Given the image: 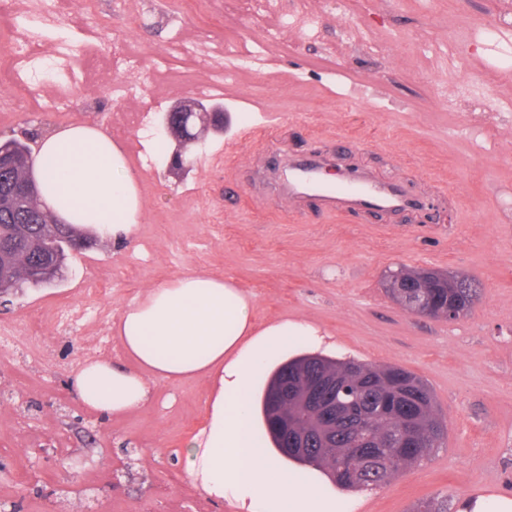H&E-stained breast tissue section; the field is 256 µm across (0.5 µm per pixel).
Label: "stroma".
Instances as JSON below:
<instances>
[{
    "instance_id": "35a3bbf8",
    "label": "stroma",
    "mask_w": 512,
    "mask_h": 512,
    "mask_svg": "<svg viewBox=\"0 0 512 512\" xmlns=\"http://www.w3.org/2000/svg\"><path fill=\"white\" fill-rule=\"evenodd\" d=\"M143 4L133 28L118 0H97L109 23L89 36L86 74L67 101L68 122L102 125L126 147L142 219L125 243L92 237L53 285L26 288L0 311V512L192 507L182 450L204 417V380L156 382L149 404L119 417L88 410L68 389L100 339L124 362L114 324L129 303L191 271L233 280L258 320L314 325L324 356L399 366L428 384L447 441L388 484L360 490L357 512H410L437 495L512 496V133L503 129L512 122V27L492 43L478 33L512 18V0H322L314 40L282 27L302 0H275L252 19L192 0ZM346 9L358 17L350 37ZM180 27L231 50L267 40L266 58L238 71L223 58V87L199 97L209 70L165 57ZM123 42L141 57L133 101L95 78ZM195 98L227 111L229 123L189 145L185 170L150 159L157 129L133 151L134 129L113 130L115 115ZM58 123L48 105L0 112V141ZM283 154L324 156L426 191L440 217L329 214L309 198L284 207ZM401 265L468 274L481 293L454 321L409 314L384 287L386 271ZM69 305L86 309L80 325L57 321ZM33 334L37 355L27 348Z\"/></svg>"
}]
</instances>
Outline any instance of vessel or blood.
<instances>
[{"mask_svg":"<svg viewBox=\"0 0 512 512\" xmlns=\"http://www.w3.org/2000/svg\"><path fill=\"white\" fill-rule=\"evenodd\" d=\"M320 161L315 157H292L288 160V178L279 195L286 204L315 196L321 207L341 214L360 210L414 211L424 204V195L408 193L402 184L365 178L353 181L340 178L336 184H324L318 177Z\"/></svg>","mask_w":512,"mask_h":512,"instance_id":"obj_1","label":"vessel or blood"}]
</instances>
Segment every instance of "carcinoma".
<instances>
[{
    "label": "carcinoma",
    "instance_id": "1",
    "mask_svg": "<svg viewBox=\"0 0 512 512\" xmlns=\"http://www.w3.org/2000/svg\"><path fill=\"white\" fill-rule=\"evenodd\" d=\"M30 149L21 140L0 142V152L23 158ZM59 225L33 203L0 205V289L22 284L40 286L35 270L44 258H54L61 246ZM405 284L416 279L431 282L429 288L386 292L404 310L416 312L417 303L436 310L448 305V289L438 287L445 275L437 271L401 267L388 273ZM459 315H465L480 295L478 288H455ZM330 375L336 377V396L350 404L347 420L330 436L313 426V406L294 397L275 407L277 395L304 382ZM284 410L288 420L304 432L307 451L294 456L300 463L317 466L349 488L384 485L400 471L427 458L447 436L445 418L435 408L427 385L400 367H378L356 361H336L319 354L288 359L273 373L262 400V414L276 448H292L293 435L273 425V416ZM412 512H448V499H425Z\"/></svg>",
    "mask_w": 512,
    "mask_h": 512
}]
</instances>
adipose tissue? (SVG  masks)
<instances>
[{"mask_svg":"<svg viewBox=\"0 0 512 512\" xmlns=\"http://www.w3.org/2000/svg\"><path fill=\"white\" fill-rule=\"evenodd\" d=\"M35 152L48 212L104 239L130 238L141 219L138 180L108 134L85 125L47 130ZM115 327L127 364L91 359L70 376L86 408L118 417L150 402L156 381L206 378V423L185 451L204 498L239 512H353L350 496L326 486L320 472L284 468L256 428L259 384L288 347L321 344L317 328L288 320L257 326L250 296L205 272L149 289Z\"/></svg>","mask_w":512,"mask_h":512,"instance_id":"1","label":"adipose tissue"}]
</instances>
